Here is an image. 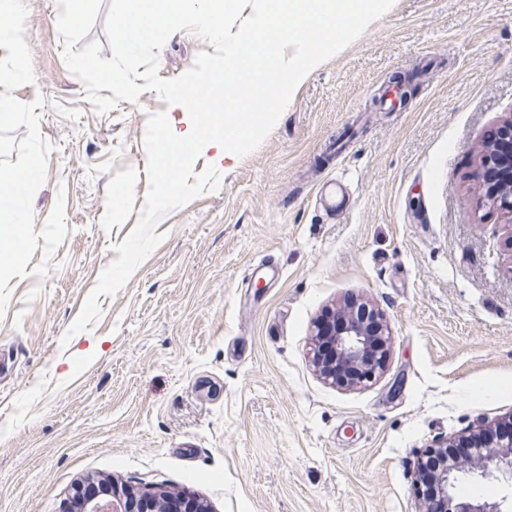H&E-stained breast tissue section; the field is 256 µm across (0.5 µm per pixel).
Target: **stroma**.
<instances>
[{
  "instance_id": "1",
  "label": "stroma",
  "mask_w": 512,
  "mask_h": 512,
  "mask_svg": "<svg viewBox=\"0 0 512 512\" xmlns=\"http://www.w3.org/2000/svg\"><path fill=\"white\" fill-rule=\"evenodd\" d=\"M24 2L35 82L13 95L44 96L54 146L34 227L62 194L68 233L0 317V512H65L89 475L211 512H418L432 441L512 417V230L470 178L512 114V0H394L223 169L162 166L155 92L98 113L58 0ZM212 50L175 31L158 75ZM356 296L392 342L344 389L315 375L311 328Z\"/></svg>"
}]
</instances>
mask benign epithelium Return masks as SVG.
I'll list each match as a JSON object with an SVG mask.
<instances>
[{"instance_id":"7a95c632","label":"benign epithelium","mask_w":512,"mask_h":512,"mask_svg":"<svg viewBox=\"0 0 512 512\" xmlns=\"http://www.w3.org/2000/svg\"><path fill=\"white\" fill-rule=\"evenodd\" d=\"M486 204L512 224V179L485 196ZM328 324L316 322L312 361L318 375L334 386L357 387L371 382L385 370L391 347L388 325L382 312L368 302H349L326 312ZM476 474L512 483V434L492 437L473 458L446 459L430 476L423 461L416 466V485L435 482L436 498L423 499L419 512H512L507 499L473 501L458 491L459 477ZM73 509L66 512H209L199 499L177 494L161 486L137 489L112 483V489L96 494L84 480L73 488Z\"/></svg>"}]
</instances>
